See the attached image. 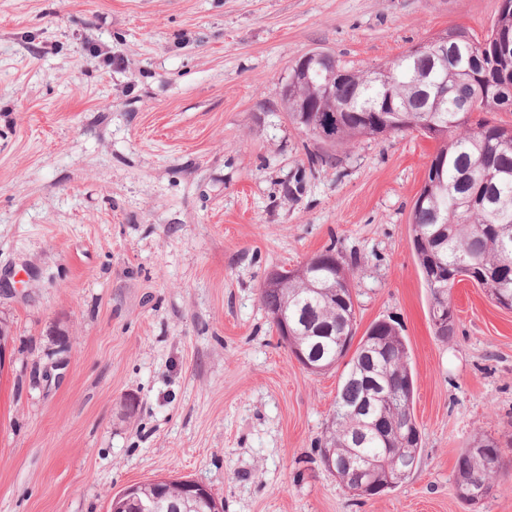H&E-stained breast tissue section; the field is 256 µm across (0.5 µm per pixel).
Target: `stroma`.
<instances>
[{
	"label": "stroma",
	"instance_id": "35a3bbf8",
	"mask_svg": "<svg viewBox=\"0 0 512 512\" xmlns=\"http://www.w3.org/2000/svg\"><path fill=\"white\" fill-rule=\"evenodd\" d=\"M498 0H0V512H110L155 478L224 512H512V310L463 280L443 342L410 244L434 140L329 147L282 101L323 50L373 66ZM332 153L310 168L309 153ZM365 262L357 331L400 323L423 448L355 497L322 464L343 366L308 372L259 287L328 246ZM501 445L470 506L457 457Z\"/></svg>",
	"mask_w": 512,
	"mask_h": 512
}]
</instances>
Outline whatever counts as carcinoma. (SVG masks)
I'll return each mask as SVG.
<instances>
[{
	"mask_svg": "<svg viewBox=\"0 0 512 512\" xmlns=\"http://www.w3.org/2000/svg\"><path fill=\"white\" fill-rule=\"evenodd\" d=\"M448 44L462 48L458 59L433 60L408 51L368 70H354L327 85L333 69L347 70L334 55L313 64L309 74L288 73L282 101L292 122L306 135L332 146L363 138L418 132L437 143L425 184L411 213V245L430 293L429 317L439 296H450L468 279L498 306L512 309V126L487 117L512 112V60L502 58L497 38L512 42V8L497 12L480 38L468 28L446 29ZM364 258L329 246L305 266L288 271L279 288H259L268 315L288 317V348L301 349L323 372L347 356L357 329L354 267ZM435 335L450 340L454 312L432 323ZM415 378L405 338L392 321L372 323L344 372L318 455L342 462L358 448L377 462L391 457L417 461L422 432L414 416ZM384 393L383 399L374 398ZM503 470L497 441L480 435L459 454L455 483L468 482L482 503ZM415 473L401 465L380 467L376 483L396 476L400 484ZM205 496H190L176 482L135 485L130 496H114L110 512H213Z\"/></svg>",
	"mask_w": 512,
	"mask_h": 512,
	"instance_id": "carcinoma-1",
	"label": "carcinoma"
}]
</instances>
